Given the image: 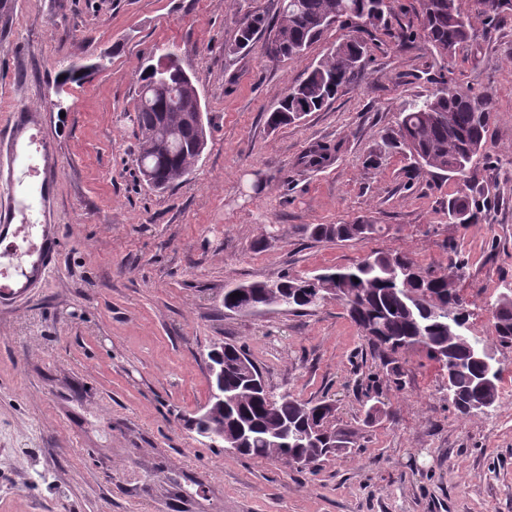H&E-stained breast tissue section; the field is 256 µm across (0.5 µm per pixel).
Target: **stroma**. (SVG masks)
Instances as JSON below:
<instances>
[{
	"mask_svg": "<svg viewBox=\"0 0 512 512\" xmlns=\"http://www.w3.org/2000/svg\"><path fill=\"white\" fill-rule=\"evenodd\" d=\"M442 63L422 41L374 34L361 81L323 110L270 129L282 92L348 29L326 31L306 58L230 52L243 19L275 22L279 0H8L0 15V127L21 103L46 111L60 155L48 277L0 300V512H512V348L498 346L489 300L512 283V10ZM171 45L194 73L207 147L164 193L136 163L130 120L141 56ZM101 62L58 85L69 62ZM492 94L495 122L477 161L475 194L491 223L452 224L461 184L427 172L408 180L399 154L365 167L405 102L432 79ZM330 158L310 168V146ZM383 225L379 235L317 242L307 224ZM373 251L422 267L466 268L457 289L471 331L491 345L500 402L462 417L448 371L422 348L389 382L386 353L345 308L244 315L224 290L347 266ZM244 348L275 392L327 397L354 448L299 468L205 446L186 420L209 396L210 345ZM386 413L368 421L373 396Z\"/></svg>",
	"mask_w": 512,
	"mask_h": 512,
	"instance_id": "1",
	"label": "stroma"
}]
</instances>
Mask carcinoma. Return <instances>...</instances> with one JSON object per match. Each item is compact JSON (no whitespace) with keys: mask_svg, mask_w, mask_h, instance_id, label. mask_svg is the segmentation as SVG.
<instances>
[{"mask_svg":"<svg viewBox=\"0 0 512 512\" xmlns=\"http://www.w3.org/2000/svg\"><path fill=\"white\" fill-rule=\"evenodd\" d=\"M477 9L487 20L495 21L512 0H474ZM420 32L399 28L397 38L409 40L416 36L437 53L441 60L452 58L457 49L474 37L473 29L462 8V0H417ZM394 19L392 0H280L274 33L264 43L265 54L275 59H301L321 40L325 31L335 23L360 21L351 34L331 47L317 62L308 65L299 80L288 87L268 117L272 128L291 124L303 116L318 112L336 99L345 86L355 84L359 75L352 73L336 81L351 58H363L367 45L364 35L368 29L387 28ZM266 20L261 16L246 18L235 44L249 45L258 35ZM154 52L144 56L138 77V98L132 121L140 130L137 164L149 170L154 189L167 190L184 181L195 162L207 147L206 124L194 128L183 124L182 118L203 112L195 77L180 64L179 48L164 50L170 62L166 72L171 93L165 98L150 97L147 91L153 75L147 61ZM100 66L90 63L81 68L70 65L61 71L64 86L86 77V72ZM167 115L170 131L166 140L153 136ZM494 120L492 98L474 94L468 89L443 85L433 94L414 100L399 112L396 128L382 140L378 150L369 155L366 165L379 167L383 156L402 153L411 160L407 174L414 180L421 172L437 170L463 177L464 186L473 178L475 158L486 149V134ZM472 199L464 191L448 199V222L468 224L491 222V209L481 212L471 207ZM382 231L380 224H307L303 233L310 239L325 242H344L368 238ZM465 274V266L451 262L442 271L423 268L402 253L375 252L345 267H327L322 277H293L285 274L275 281H256L246 284L254 300H263L273 293L290 296L299 291L302 303L290 309H316L320 304L310 296H321L336 289L341 303L351 320L365 335L368 343L392 354L386 368L393 383L401 376L403 354L418 346L438 349L439 362L453 367L455 400L452 406L462 416L471 415L470 409L499 402L498 379L479 386L482 365L474 359L472 348L478 344L473 337L451 341L448 338V315L464 313L463 302L456 294L455 283ZM497 342L512 345V301L494 303L491 311ZM243 350L231 343L224 344V389L229 401L215 422L224 424V435L235 434L239 424L251 426L250 438L245 444L246 457L278 460L288 463L308 449L289 442L274 446L266 434L281 424L299 431L317 429L319 447L326 454H334L351 444V435L330 425L337 411L330 400H319L317 405L303 401L289 392L271 395L268 402L259 396L253 379L245 376L239 365Z\"/></svg>","mask_w":512,"mask_h":512,"instance_id":"1","label":"carcinoma"}]
</instances>
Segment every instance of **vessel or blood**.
<instances>
[{"label": "vessel or blood", "mask_w": 512, "mask_h": 512, "mask_svg": "<svg viewBox=\"0 0 512 512\" xmlns=\"http://www.w3.org/2000/svg\"><path fill=\"white\" fill-rule=\"evenodd\" d=\"M43 115L20 108L0 134V193L9 207L0 213V299L19 297L49 273L55 253L34 238L50 214L49 183L60 167L42 134Z\"/></svg>", "instance_id": "1"}]
</instances>
